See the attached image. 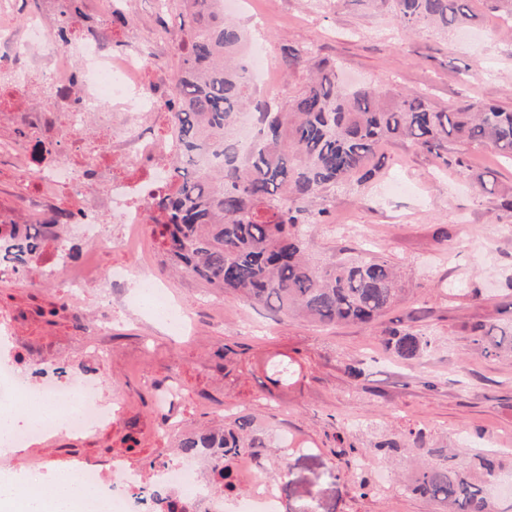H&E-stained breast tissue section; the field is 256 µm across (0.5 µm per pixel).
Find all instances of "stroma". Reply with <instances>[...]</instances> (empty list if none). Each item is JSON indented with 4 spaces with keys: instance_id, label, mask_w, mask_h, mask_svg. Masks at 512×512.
<instances>
[{
    "instance_id": "35a3bbf8",
    "label": "stroma",
    "mask_w": 512,
    "mask_h": 512,
    "mask_svg": "<svg viewBox=\"0 0 512 512\" xmlns=\"http://www.w3.org/2000/svg\"><path fill=\"white\" fill-rule=\"evenodd\" d=\"M127 24L145 40L167 28L165 54L177 70L180 0H170L159 20L156 0H128ZM474 18L464 29L408 31L389 0H241L236 19L255 47L266 48L272 78L282 80V101L303 88L308 71H287L282 46L313 47L310 66L336 62L352 85L369 83L392 92H414L438 110L464 102L512 108V29L488 0H472ZM449 155L467 169L447 166L414 143L382 144L375 174L322 192L325 223L309 228L317 261L366 245L404 274L407 288L372 326L318 327L276 315L225 295L191 274L175 275L154 231L131 248L92 254L79 225L67 244L79 265H125L148 271L190 315V333L172 335L148 305H132L125 289L94 288L73 294L54 280L55 240L28 270L0 278V325L11 330V356L20 370L52 358L67 371L98 378L103 398L119 405V419L80 437L58 434L0 458V472L46 468L60 475L79 460L108 469L112 455L131 466L159 463L169 439L154 435L156 408L141 386L143 376L175 374L183 398L178 421L184 435L218 427L224 409L248 413L270 435L268 453L278 458L274 437L287 428L291 449L279 478L281 512H434L414 494L361 497L360 476L339 444L346 438L369 447L421 431L448 443L467 465L483 451L512 465V359L477 352L469 327L478 321L512 323L506 294L512 289V211L502 206L512 190V160L490 145L452 142ZM492 173L494 191L476 178ZM436 337L437 347L402 359L380 345L383 328ZM112 351L100 365L95 350ZM292 360L293 379L277 380L272 365ZM361 363L364 374L348 375Z\"/></svg>"
}]
</instances>
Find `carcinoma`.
<instances>
[{
  "mask_svg": "<svg viewBox=\"0 0 512 512\" xmlns=\"http://www.w3.org/2000/svg\"><path fill=\"white\" fill-rule=\"evenodd\" d=\"M472 0H393L395 17L406 29L459 28L472 19ZM220 0H182L180 64L170 107L180 153L171 167L172 188L149 207V223L173 265L224 293L254 306L299 316L319 326L375 324L398 301L402 288L390 262L366 253L311 261L307 232L325 223L321 192L354 176L367 180L379 146L409 139L448 162L445 143L491 144L512 159V110L464 103L436 111L418 94H392L367 85L347 87L336 64L321 61L291 101L273 109L254 97L244 64L243 33L224 16ZM307 50L286 46L282 59L295 70ZM253 111L249 146L229 135L239 113ZM46 242L43 224L23 232L0 227V264L19 273ZM472 343L486 356L512 353V328L476 322ZM385 347L401 358L430 352L434 339L385 330ZM414 444L424 458L414 463L405 491L420 495L443 512H504L484 488L502 466L477 455L466 466L444 445ZM225 448H265L253 416L240 414L224 424ZM352 457L396 452L395 439L374 448L349 445Z\"/></svg>",
  "mask_w": 512,
  "mask_h": 512,
  "instance_id": "obj_1",
  "label": "carcinoma"
}]
</instances>
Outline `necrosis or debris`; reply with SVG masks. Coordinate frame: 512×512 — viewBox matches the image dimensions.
Wrapping results in <instances>:
<instances>
[{
  "label": "necrosis or debris",
  "instance_id": "1",
  "mask_svg": "<svg viewBox=\"0 0 512 512\" xmlns=\"http://www.w3.org/2000/svg\"><path fill=\"white\" fill-rule=\"evenodd\" d=\"M16 13V0H0V119L27 130L29 139L22 143L0 133V154L13 160L34 195L23 209V223H47L52 193L63 186L78 206L81 230L93 250L106 243L102 226L108 219L121 225L126 237L137 236L179 151L170 133L173 81L167 67L129 37L113 48L77 26L71 40H57L54 50L46 51L49 32L42 16H30L19 35L13 27ZM91 114L98 118L100 135H78ZM39 142L52 146L50 159H38L34 146ZM98 181L107 185L100 197L89 193ZM32 401L66 406L70 415L63 423L49 417L14 428L6 447L39 441L60 428L88 434L108 417L95 380L66 375L55 365L30 377L0 363V404ZM77 477L98 490L109 512H280L278 479L256 448L228 454L204 448L147 471L116 456L111 473L84 467Z\"/></svg>",
  "mask_w": 512,
  "mask_h": 512
}]
</instances>
